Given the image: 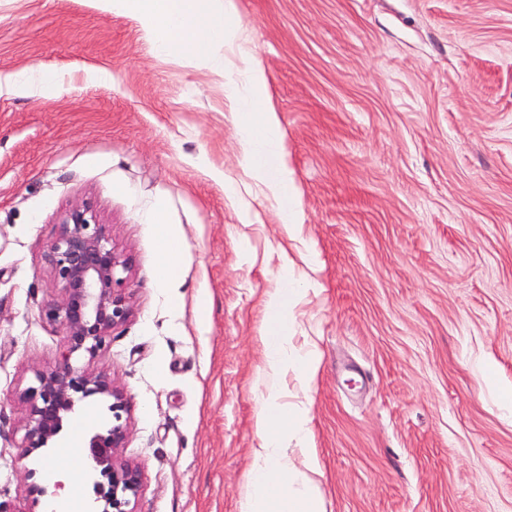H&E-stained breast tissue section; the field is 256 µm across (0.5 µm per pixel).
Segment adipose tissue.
Returning <instances> with one entry per match:
<instances>
[{
	"instance_id": "adipose-tissue-1",
	"label": "adipose tissue",
	"mask_w": 512,
	"mask_h": 512,
	"mask_svg": "<svg viewBox=\"0 0 512 512\" xmlns=\"http://www.w3.org/2000/svg\"><path fill=\"white\" fill-rule=\"evenodd\" d=\"M152 222L159 238V283L172 282L179 269L180 241L166 225L162 212ZM308 275L281 277L264 299L261 336L264 362L255 383L260 390L254 413L257 446L243 494L241 512H326L315 476L320 465L313 445L312 417L305 403L282 400L279 381L294 374L302 390H310L319 370L317 348H292L288 329L293 308L304 296Z\"/></svg>"
}]
</instances>
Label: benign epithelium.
<instances>
[{"label": "benign epithelium", "mask_w": 512, "mask_h": 512, "mask_svg": "<svg viewBox=\"0 0 512 512\" xmlns=\"http://www.w3.org/2000/svg\"><path fill=\"white\" fill-rule=\"evenodd\" d=\"M45 260L62 295L45 308L47 319L67 336V354L54 369L36 373L37 385L25 393L28 415L19 445L20 458L52 447L64 425L76 411L78 401L104 395L112 398V427L92 429L85 436V479L91 487L87 512H134L130 505L139 495L142 473L138 466L118 458L128 434L129 401L105 375L75 369L70 356L80 353L95 358L106 346L112 330L131 313L128 298L120 288L119 274L126 269L111 245L105 225L99 223L93 205L85 201L69 208L60 232L47 248ZM54 490L37 482L29 484L32 505L39 512H56Z\"/></svg>", "instance_id": "1"}]
</instances>
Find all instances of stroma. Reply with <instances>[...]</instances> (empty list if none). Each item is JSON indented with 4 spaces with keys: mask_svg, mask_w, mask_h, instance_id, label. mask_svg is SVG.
Segmentation results:
<instances>
[{
    "mask_svg": "<svg viewBox=\"0 0 512 512\" xmlns=\"http://www.w3.org/2000/svg\"><path fill=\"white\" fill-rule=\"evenodd\" d=\"M303 233L243 168L223 74L151 49L97 0H0V512L27 471L89 488L58 450L18 459L36 372L66 351L44 255L90 201L127 262L128 320L95 359L129 400L136 512H239L257 444L263 298L284 258L316 287L292 343L326 512H512V0H238ZM181 239L156 281V202ZM78 403L64 440L112 424Z\"/></svg>",
    "mask_w": 512,
    "mask_h": 512,
    "instance_id": "1",
    "label": "stroma"
}]
</instances>
